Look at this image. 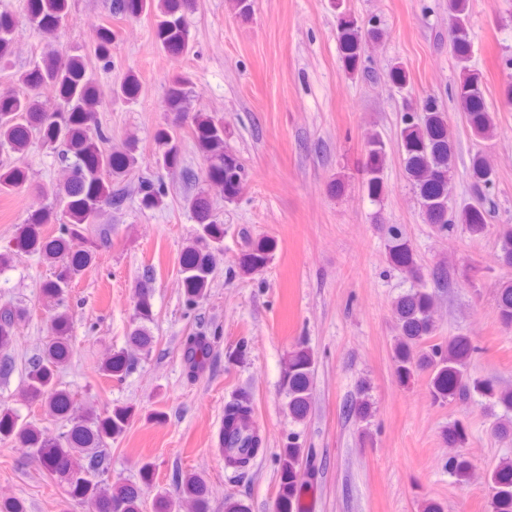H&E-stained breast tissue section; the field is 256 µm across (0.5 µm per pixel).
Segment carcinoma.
I'll return each instance as SVG.
<instances>
[{"mask_svg":"<svg viewBox=\"0 0 512 512\" xmlns=\"http://www.w3.org/2000/svg\"><path fill=\"white\" fill-rule=\"evenodd\" d=\"M155 19L154 35L160 48L172 54H181L189 47L184 25V13L190 0H115L113 10L122 14L127 7ZM70 0H29V18L35 28L49 40L50 49L33 66L21 72L17 81L21 90L0 94V150L12 156L29 148L32 138L57 152L70 162L65 181L51 188L39 187L50 202L33 211L25 220L22 244L56 263L70 255L55 278L48 281L44 293L63 304L72 276L85 267L90 251L75 248L85 239L83 230L99 223L107 208L122 205V189L118 181L127 176L138 163L139 140L129 136L119 149L105 147L109 136L96 121L101 100L93 82L87 77L83 57L70 54L60 57L56 48L61 22L68 14ZM448 25L452 50L459 67V79L453 97L471 134L479 139L489 138L494 131L493 117L487 111L482 91L480 72L470 65L472 42L470 38L469 0H448ZM337 30L342 61L348 75H353L361 63L364 44L378 39L377 29L362 30L357 21L339 13ZM14 22L6 12H0V68L10 63ZM114 32L107 25L93 28L91 42L99 58L111 56ZM188 80L176 76L170 80L164 99L166 121L157 126L153 139L158 147L156 164L172 170L181 164L178 129L186 126L200 152L208 190L184 199L186 208L199 226L198 234L181 257V275L184 295L189 305L198 304L208 295L214 273L213 252L220 250L224 240V225L218 223L212 211L209 195L226 201L234 200L241 192L244 167L224 142V118L203 112H191ZM51 86L57 92V102L46 106L39 98L41 86ZM404 127L400 132L401 152L407 175L418 186V204L428 224L438 233L451 232L460 224L472 237H481L488 231L486 190L494 182L493 170L479 155L472 159L474 201L466 203L453 221H448V194L453 172V154L445 113L435 100L427 98L419 104L408 105ZM363 187L368 196L377 198L386 188L384 170L386 144L377 133H369L363 142ZM31 187L29 171L12 162L0 163V193L9 194ZM141 205L148 209L166 206L167 192L159 181L139 183ZM58 224L61 235L44 241L38 228L43 224ZM273 249L270 240L256 244L240 263L245 274L264 268ZM390 260L409 276L421 279V271L413 250L398 228L389 231ZM496 263L512 269V225L497 228ZM433 295L425 288H417L398 298L392 306L398 336L395 337L393 359L397 379L405 382L416 372L428 375L433 402L447 404L457 399H468L477 394L493 405L512 411V387L502 385L493 377H474L469 372L477 346L464 335L434 342L435 323L432 315ZM496 309L501 325L512 329V280L503 281L496 288ZM17 311L9 306L0 308V352L8 349L16 335ZM136 324L129 334V343L139 349L150 348L153 337L147 323L153 320L150 285L144 284L135 305ZM71 318L67 312L57 313L51 324L52 336L42 353L32 361L22 382L23 395L39 401L47 412L61 419L69 416L73 406L70 392L60 388L56 381L57 369L70 356L68 334ZM211 346L202 335L191 336L184 348V358L193 371L201 369L208 360ZM132 367V359L123 351L112 353L102 365L104 375L121 379ZM315 356L310 348L301 345L289 353L283 370L281 385L288 398V415L295 421L306 418L311 399V378ZM252 401L244 393L235 396L224 406V427L221 452L224 464L234 469L247 467L262 447L260 435L246 427L252 412ZM129 406L108 410L103 414L90 413L73 423L67 434L49 439L42 431L8 410H0V439L13 440L20 447L35 453L44 468L66 483L68 499L90 505L93 512H143L145 490L153 485L151 464L142 465L139 481H112L110 442L125 433L131 416ZM448 447H460L468 441L469 426L460 419L448 424L443 434ZM312 451L292 440L277 454L279 489L276 512H306L304 493L309 488ZM448 468L458 480L468 477L471 462L461 456L448 460ZM492 512H512V458L500 460L489 472ZM181 490L195 512H208V488L196 473L181 477Z\"/></svg>","mask_w":512,"mask_h":512,"instance_id":"1","label":"carcinoma"}]
</instances>
